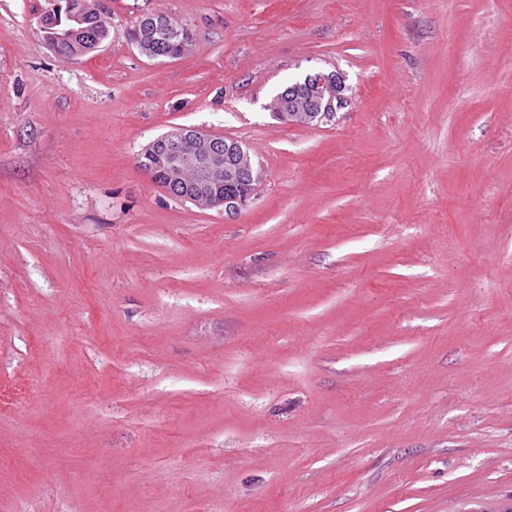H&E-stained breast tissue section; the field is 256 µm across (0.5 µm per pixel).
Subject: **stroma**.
Returning a JSON list of instances; mask_svg holds the SVG:
<instances>
[{"label": "stroma", "instance_id": "35a3bbf8", "mask_svg": "<svg viewBox=\"0 0 512 512\" xmlns=\"http://www.w3.org/2000/svg\"><path fill=\"white\" fill-rule=\"evenodd\" d=\"M102 2L74 61L0 0V512H512V0ZM311 68L350 107L277 123ZM180 125L233 220L137 167ZM198 37L195 29L161 11L141 14L130 33L131 45L148 59L187 57L194 51ZM328 79L330 94L321 96L307 85L287 82L268 102L273 120L282 124L306 126L328 125L336 121L339 112L348 108L350 87L342 83L338 71H322ZM209 137L230 139L217 135H207L193 126L182 125L175 127L144 145L136 154L137 166L149 173L171 197L185 201L203 210H221L227 208L224 204L229 192L237 196H250L256 190L261 178V167L253 154H228L236 150V141L224 142L218 162L199 166L196 161H183L172 153L173 143L179 149L183 140L191 143L195 156L203 155L209 144L204 142ZM253 169L254 181L242 180L238 173L243 169ZM249 198L238 199L234 209L227 208L226 216H232L249 202Z\"/></svg>", "mask_w": 512, "mask_h": 512}]
</instances>
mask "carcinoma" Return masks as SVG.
I'll return each instance as SVG.
<instances>
[{"label":"carcinoma","instance_id":"cac0c4a2","mask_svg":"<svg viewBox=\"0 0 512 512\" xmlns=\"http://www.w3.org/2000/svg\"><path fill=\"white\" fill-rule=\"evenodd\" d=\"M40 31L51 49L71 60L103 50L110 38V22L101 0H44L38 16ZM131 45L148 59H178L194 51L198 33L161 11L141 14L130 33ZM330 94L321 96L307 85L286 83L268 102L273 120L282 124L327 125L348 108L350 87L338 72L325 73ZM193 126L175 127L144 145L136 154L137 166L149 173L171 197L203 210H221L228 194L250 196L260 183L261 167L253 154L220 152L219 160L204 167L172 153L173 143H191L195 155L209 144Z\"/></svg>","mask_w":512,"mask_h":512}]
</instances>
